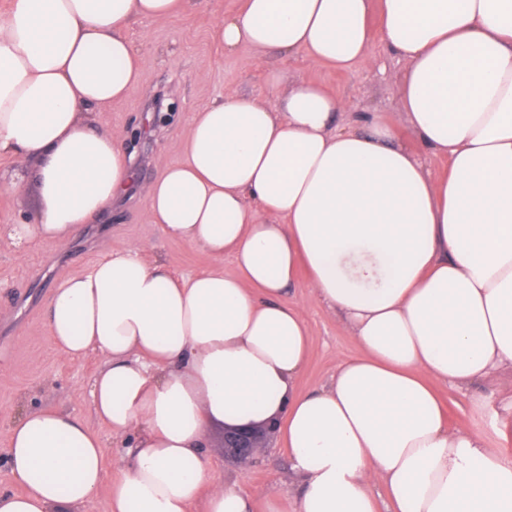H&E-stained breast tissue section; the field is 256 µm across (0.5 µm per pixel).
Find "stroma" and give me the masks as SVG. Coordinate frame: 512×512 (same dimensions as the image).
<instances>
[{
	"instance_id": "stroma-1",
	"label": "stroma",
	"mask_w": 512,
	"mask_h": 512,
	"mask_svg": "<svg viewBox=\"0 0 512 512\" xmlns=\"http://www.w3.org/2000/svg\"><path fill=\"white\" fill-rule=\"evenodd\" d=\"M240 0H200L190 15L152 20L136 26L132 35L155 57L140 83L125 100L100 116L103 129L124 131L133 126L144 132V149L133 162L130 180L134 193L114 203L102 217L81 230L64 245L35 242L16 250L0 241V491L17 490L7 461L8 437L24 414L53 407L81 418L102 439L105 477L113 479L126 469L135 445L134 437H113L107 424L95 416L89 395L96 372L106 357L92 351L78 360L67 358L55 347L47 327L46 307L54 285L61 279L85 272L91 265L140 241L154 244L153 254L178 277L214 268L204 251L167 239L149 221L138 189L181 153L179 126H154L149 100L156 91L173 95L183 115L202 110L219 97L234 94L271 99L277 93L272 74L284 71L289 78L323 84L347 106L342 121L351 113L377 110L399 119L398 77L405 63L382 43H374L376 64L351 73L315 65L303 57L275 55L258 62L246 47L224 51L213 37L216 21L237 11ZM40 213L35 180L18 191L0 188V226L34 224ZM225 274L236 271L232 258L219 264ZM306 276H299L288 297L302 306L310 334L306 367L297 388L306 392L324 385L336 371L339 359L355 355L359 345L345 331L342 319L308 298ZM451 429L480 435L487 448L512 454V433L501 432L512 400V372L493 371L476 389L454 390L439 385ZM488 399V407L475 409L474 397ZM204 453L225 485L264 499L287 491L291 477L288 450L280 432H273L256 452L255 466L241 465L225 453L223 427L211 425Z\"/></svg>"
}]
</instances>
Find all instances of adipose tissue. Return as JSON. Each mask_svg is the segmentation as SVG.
Returning a JSON list of instances; mask_svg holds the SVG:
<instances>
[{"mask_svg": "<svg viewBox=\"0 0 512 512\" xmlns=\"http://www.w3.org/2000/svg\"><path fill=\"white\" fill-rule=\"evenodd\" d=\"M196 0H10L0 12V157L36 162L35 224L7 235L66 243L128 188L124 134L98 115L154 57L129 32ZM225 50L302 56L339 72L372 66L381 40L406 63L404 124L381 112L341 125L343 103L293 81L277 101L227 95L188 116L180 159L143 189L163 235L216 259L172 278L136 245L58 281L56 348L107 355L91 403L136 453L104 484L100 438L45 407L11 429L21 489L0 512H255L204 453L215 423L275 421L295 481L266 512H512V456L451 430L434 382L470 387L512 369V0H242L215 28ZM447 158L427 172L421 151ZM312 298L359 344L328 384L296 380L309 330L288 295Z\"/></svg>", "mask_w": 512, "mask_h": 512, "instance_id": "adipose-tissue-1", "label": "adipose tissue"}]
</instances>
